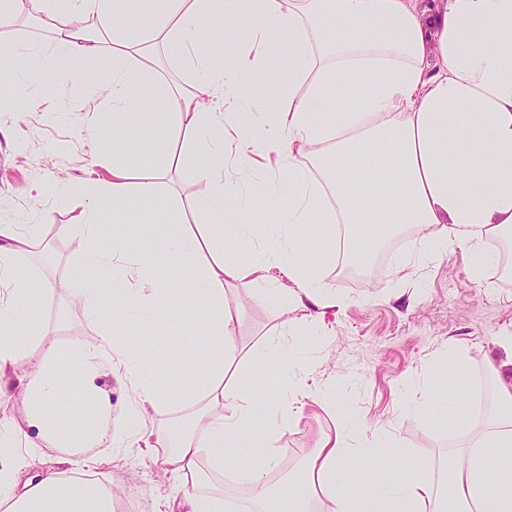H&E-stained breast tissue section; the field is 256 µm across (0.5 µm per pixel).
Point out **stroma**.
<instances>
[{
    "label": "stroma",
    "instance_id": "35a3bbf8",
    "mask_svg": "<svg viewBox=\"0 0 512 512\" xmlns=\"http://www.w3.org/2000/svg\"><path fill=\"white\" fill-rule=\"evenodd\" d=\"M52 43L47 32L32 25L0 33V52L16 49L12 64L22 76L29 70L27 49L48 50ZM111 68L112 56L104 54L85 84L76 86L59 63L48 64L40 79L29 85L27 99L0 108V222L23 231L37 226L40 239L51 244V255L29 251L20 256V265L40 277L71 282L72 291L50 293L42 310L52 338L63 344L73 339L95 341L80 287L99 273L83 266L77 242L56 234L57 225L78 222L79 208L47 193L45 186L54 178L83 187L108 177L112 158L102 155L100 143L89 139L85 124L104 109L95 85ZM298 245L307 250L321 284L346 299L347 306L329 319L327 328L301 329L284 341L311 357L308 386L321 390L335 383L342 394L321 410L307 405L300 420L285 430L277 441L285 450L284 464L303 465L323 432L340 423L347 411L366 418L365 429L353 434L355 447L368 446L375 431L389 430L415 459L439 473L443 457L456 442V422L464 419L480 428L484 417L477 412L476 400L442 421L426 414L400 417V404L407 391L422 394L423 380L438 390L449 372L467 381L484 376L490 360L505 364L506 375H512V355L500 344L502 337L512 336V280L476 283L470 277L469 259L456 253L399 286L389 273L392 260L378 264L367 276L353 278L329 257L322 238L308 234ZM224 299L233 316L231 339L260 350L278 321L275 305L267 300L239 302L231 286L225 287ZM152 334L156 347L142 366L148 371L161 369L168 390L181 393L191 386L202 352L189 347L185 335L170 332L166 319L158 320ZM452 343L460 347L461 360L441 369ZM163 454L160 448L148 453L106 446L84 451L85 458L101 460L103 482L118 489L120 497L135 498L136 512H161L172 493L174 479L163 475L157 462Z\"/></svg>",
    "mask_w": 512,
    "mask_h": 512
}]
</instances>
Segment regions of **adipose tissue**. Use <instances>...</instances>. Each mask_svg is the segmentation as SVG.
I'll return each instance as SVG.
<instances>
[{"label":"adipose tissue","mask_w":512,"mask_h":512,"mask_svg":"<svg viewBox=\"0 0 512 512\" xmlns=\"http://www.w3.org/2000/svg\"><path fill=\"white\" fill-rule=\"evenodd\" d=\"M27 8L54 33L72 83L111 36L112 72L99 95L112 124L93 116L87 133L112 132L122 155L110 179L90 188L53 186L80 208L58 236L79 240L85 265L112 277L111 287L85 290L94 344L50 339L41 311L58 283L19 264L34 237L0 224V398L17 392L26 406L23 423L0 421V512H114L113 489L77 478L75 455L66 470L28 475L36 451L149 442L167 450L160 468L176 479L180 512H224L223 492L207 488L214 475L248 490L250 512H512V378L496 364L488 366L494 408L481 430L457 423L461 442L437 484L419 465L380 481L404 461V445L382 437L351 447L362 427L355 417L319 440L297 480L271 484L282 463L277 435L296 416L287 395L309 362L293 353L295 368L262 398L224 382L225 367L245 357L230 338L225 286L279 310L259 369L278 361L283 336L299 329L289 310L313 306L319 323L345 307L312 276L297 246L305 234L321 235L328 255H366L378 244L373 227H408L421 247L393 266L398 280L461 252L473 260V281H484L498 260L488 242L512 243V0H69L64 11L58 0H27ZM134 13L149 18L147 29L131 31ZM167 63L194 75L191 88L161 79ZM274 77L271 99L263 87ZM352 80L363 89L357 102L325 111L329 93ZM145 128L163 135L154 177L198 157L194 175L208 192L187 205L205 215L202 234L182 230L161 203L155 224L133 236L149 196L131 188L140 169L130 135ZM178 134L189 154L173 150ZM102 197L111 209L98 206ZM228 239L254 247L228 256ZM274 265L287 283L266 284ZM186 268L193 279L183 290L176 282ZM158 315L196 323V343L208 350L201 376L177 398L139 365L153 337L128 334ZM106 372L133 390L117 433L111 397L95 383ZM66 391L74 407L61 418L50 406ZM174 403L186 411V431L148 432L150 415Z\"/></svg>","instance_id":"ef3b65f1"}]
</instances>
